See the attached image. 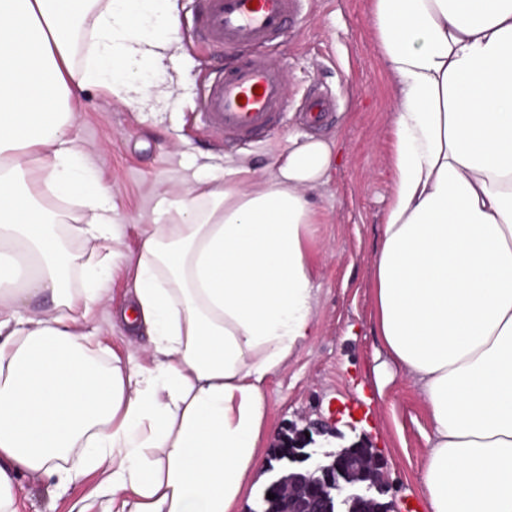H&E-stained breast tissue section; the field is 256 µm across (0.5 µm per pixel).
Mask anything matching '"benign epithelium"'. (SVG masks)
Returning a JSON list of instances; mask_svg holds the SVG:
<instances>
[{
	"mask_svg": "<svg viewBox=\"0 0 512 512\" xmlns=\"http://www.w3.org/2000/svg\"><path fill=\"white\" fill-rule=\"evenodd\" d=\"M279 446L290 448L287 466L274 470L269 487L286 495L284 512H369L382 492L380 462L369 448L323 450L312 437L297 434L279 437Z\"/></svg>",
	"mask_w": 512,
	"mask_h": 512,
	"instance_id": "1",
	"label": "benign epithelium"
}]
</instances>
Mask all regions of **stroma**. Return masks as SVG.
I'll list each match as a JSON object with an SVG mask.
<instances>
[{
    "mask_svg": "<svg viewBox=\"0 0 512 512\" xmlns=\"http://www.w3.org/2000/svg\"><path fill=\"white\" fill-rule=\"evenodd\" d=\"M373 0H309L300 29L284 34L271 53L288 71L290 97H332L336 109L320 128L287 120L280 131L251 146L218 145L195 113L206 71L203 49L193 47L194 0H176L181 42L168 51L153 79L167 94L142 104L88 84L82 76L93 44L85 28L73 61L72 135L87 162L112 192V216L122 232L127 264L109 273V305L94 312L104 335L100 356L126 354L121 312L130 301V264L136 261V227L157 219L167 193L194 179L223 175L243 165L272 178L292 139L327 141L341 155L330 180L309 190L318 211L311 227L309 261L315 286L313 315L318 335L300 345L266 381L269 444L287 423L323 422L336 430L333 447L363 442L380 456L383 499L393 512H418L419 473L432 443V425L419 383L388 356L377 333L375 260L393 185L390 129L397 103L373 26ZM18 512H105L108 498L96 495L87 476L68 491L52 478L20 476Z\"/></svg>",
    "mask_w": 512,
    "mask_h": 512,
    "instance_id": "1",
    "label": "stroma"
}]
</instances>
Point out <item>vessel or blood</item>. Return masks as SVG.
<instances>
[{"mask_svg":"<svg viewBox=\"0 0 512 512\" xmlns=\"http://www.w3.org/2000/svg\"><path fill=\"white\" fill-rule=\"evenodd\" d=\"M195 2L199 42L233 55L213 69L200 90V122L229 144L269 138L288 112V74L269 50L299 23L302 0Z\"/></svg>","mask_w":512,"mask_h":512,"instance_id":"vessel-or-blood-1","label":"vessel or blood"}]
</instances>
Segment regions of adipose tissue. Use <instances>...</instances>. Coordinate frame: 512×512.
<instances>
[{
	"label": "adipose tissue",
	"instance_id": "1",
	"mask_svg": "<svg viewBox=\"0 0 512 512\" xmlns=\"http://www.w3.org/2000/svg\"><path fill=\"white\" fill-rule=\"evenodd\" d=\"M89 3L0 0V512L58 466L63 487L100 472L112 512H238L265 381L317 333L305 192L338 157L296 141L270 179L229 167L163 196L123 312L150 342L101 363L90 319L126 255L71 135L67 31ZM373 22L399 86L376 324L431 415L423 503L512 512V0H374ZM178 39L172 0H106L83 80L149 99ZM61 223L96 257L65 252Z\"/></svg>",
	"mask_w": 512,
	"mask_h": 512
}]
</instances>
